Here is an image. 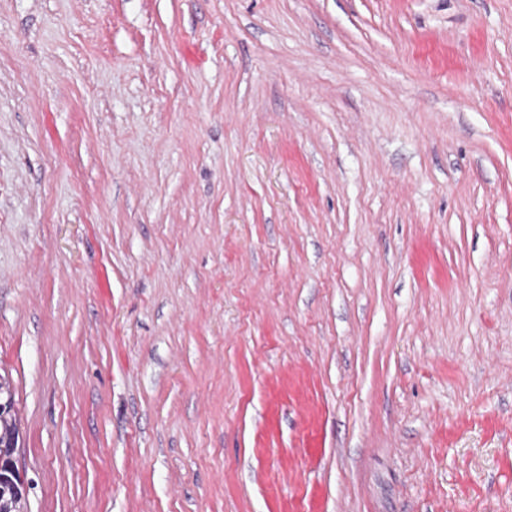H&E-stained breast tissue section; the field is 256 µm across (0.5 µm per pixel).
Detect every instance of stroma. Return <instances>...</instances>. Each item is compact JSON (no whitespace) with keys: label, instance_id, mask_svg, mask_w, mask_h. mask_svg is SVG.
Returning <instances> with one entry per match:
<instances>
[{"label":"stroma","instance_id":"obj_1","mask_svg":"<svg viewBox=\"0 0 512 512\" xmlns=\"http://www.w3.org/2000/svg\"><path fill=\"white\" fill-rule=\"evenodd\" d=\"M0 376L28 512H512V0H0Z\"/></svg>","mask_w":512,"mask_h":512}]
</instances>
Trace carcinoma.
<instances>
[{"mask_svg":"<svg viewBox=\"0 0 512 512\" xmlns=\"http://www.w3.org/2000/svg\"><path fill=\"white\" fill-rule=\"evenodd\" d=\"M18 414L10 385L0 380V512H28V493L14 476Z\"/></svg>","mask_w":512,"mask_h":512,"instance_id":"cac0c4a2","label":"carcinoma"}]
</instances>
